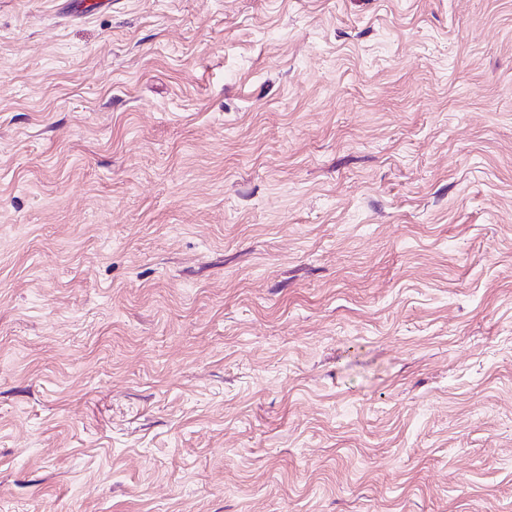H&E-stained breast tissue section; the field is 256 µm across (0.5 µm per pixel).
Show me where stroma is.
<instances>
[{"mask_svg":"<svg viewBox=\"0 0 512 512\" xmlns=\"http://www.w3.org/2000/svg\"><path fill=\"white\" fill-rule=\"evenodd\" d=\"M0 512H512V0H0Z\"/></svg>","mask_w":512,"mask_h":512,"instance_id":"35a3bbf8","label":"stroma"}]
</instances>
